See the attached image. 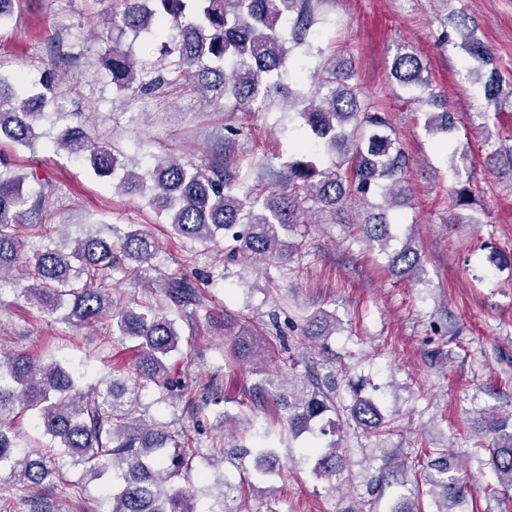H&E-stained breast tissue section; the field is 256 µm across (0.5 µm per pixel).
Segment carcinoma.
Wrapping results in <instances>:
<instances>
[{
	"label": "carcinoma",
	"instance_id": "carcinoma-1",
	"mask_svg": "<svg viewBox=\"0 0 512 512\" xmlns=\"http://www.w3.org/2000/svg\"><path fill=\"white\" fill-rule=\"evenodd\" d=\"M123 11L112 17V53L104 65L119 92H151L166 84L197 80L195 90L211 101L220 95L234 99L243 110L262 106L275 93L288 98L297 109L300 128L308 133L296 157L288 161V190L266 197L239 195L224 162L214 160L203 168L194 161L169 155L155 160L144 172L127 168L124 155L113 143L78 127L63 125L52 138V147L82 159L98 177L122 172L115 190L148 197V205L164 213L174 234L200 243L221 235L233 243L234 253L258 264L278 265L302 248L289 237L312 201L336 208L349 201L368 202L379 197L383 204L362 222L370 244L377 243L388 255L395 274L418 277L421 255L408 237L397 248L391 232L398 217L387 218L393 208L406 204L410 193L406 162L384 114L370 110L357 86L331 58L322 68L317 85L309 94H299L270 83L292 58L295 49L308 47L316 23V0H122ZM291 24L290 36L283 25ZM458 27L466 31L461 44L472 59L468 75L482 83L488 105L495 108L512 98V81L493 67L491 49L468 29L465 17ZM148 33L160 43L157 66L160 74L145 80L144 68L125 45L127 35L137 39ZM489 72H484L485 68ZM416 54L406 49L393 58L391 74L411 99L437 102L431 80ZM59 79L47 77L44 90L21 97L0 76V142L31 148L41 134V123L53 116ZM452 126L448 112L433 113L426 127L446 132ZM325 148L336 157L329 167L318 164L315 153ZM26 175L0 170V280L10 276L18 296L40 314L54 317L64 306V320L74 326L110 319L102 343L116 336L135 338L141 358L135 368L119 373L105 387L84 392L75 372L60 362L44 360L26 352L0 355V477L29 490L60 474L59 462L68 459L97 479L112 475L116 488L107 498L105 512H199L197 490L178 485L194 468L197 449L188 437L172 434L164 423H143L138 418L140 392L152 384L168 388L167 362L179 349L182 335L174 320L162 310L141 311L135 298L119 305L112 300L110 280L130 265L140 271L152 269L160 244L141 229L116 231V237L98 233L77 238L67 248L56 245L51 225L27 224L28 237L39 239L32 255L21 252L17 218L28 202L23 184ZM171 299L195 298V283L173 278L165 284ZM336 333V318L328 313L305 320L302 334L325 339ZM234 352L251 359L262 375L256 394L270 399L283 412L288 431L326 434L325 425L346 420L368 433L391 431L374 398L361 395V385H352V402L336 403V380L328 373L304 374L291 367L288 378L267 371L269 354L250 336L233 339ZM32 415L43 436L44 451L33 454L17 442L12 431L16 412ZM484 432L495 436L488 449L489 465L497 481L512 488V417L490 410L484 417ZM341 444L331 441L313 449L317 475L332 480L343 474L345 458ZM224 453L268 457L264 449L240 439L225 444ZM434 455L426 474L440 489L438 512H458L471 495L466 483L454 474L448 449L427 451ZM235 486L221 483L217 497L205 512H236L231 507Z\"/></svg>",
	"mask_w": 512,
	"mask_h": 512
}]
</instances>
